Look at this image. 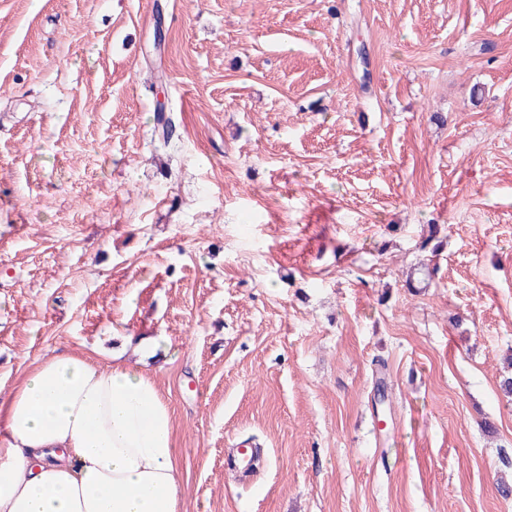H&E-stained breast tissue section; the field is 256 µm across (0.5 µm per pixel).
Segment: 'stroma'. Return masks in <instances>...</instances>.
<instances>
[{
  "instance_id": "obj_1",
  "label": "stroma",
  "mask_w": 512,
  "mask_h": 512,
  "mask_svg": "<svg viewBox=\"0 0 512 512\" xmlns=\"http://www.w3.org/2000/svg\"><path fill=\"white\" fill-rule=\"evenodd\" d=\"M130 334L181 512H512V0H0V398Z\"/></svg>"
}]
</instances>
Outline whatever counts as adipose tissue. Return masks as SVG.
<instances>
[{
  "instance_id": "obj_1",
  "label": "adipose tissue",
  "mask_w": 512,
  "mask_h": 512,
  "mask_svg": "<svg viewBox=\"0 0 512 512\" xmlns=\"http://www.w3.org/2000/svg\"><path fill=\"white\" fill-rule=\"evenodd\" d=\"M175 425L141 360L58 353L0 401V512H179Z\"/></svg>"
}]
</instances>
